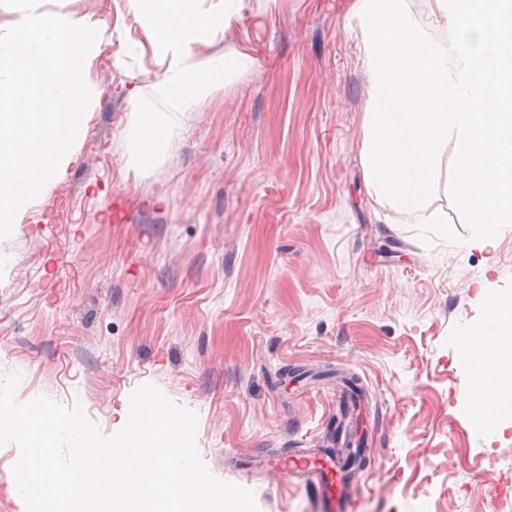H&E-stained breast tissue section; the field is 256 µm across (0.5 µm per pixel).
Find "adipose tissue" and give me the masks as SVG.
I'll use <instances>...</instances> for the list:
<instances>
[{"label":"adipose tissue","mask_w":512,"mask_h":512,"mask_svg":"<svg viewBox=\"0 0 512 512\" xmlns=\"http://www.w3.org/2000/svg\"><path fill=\"white\" fill-rule=\"evenodd\" d=\"M196 0H128L134 15L149 23L156 52L166 64L159 94L188 107L217 89L227 77L246 70L249 52L197 60L195 48L217 30L229 27L247 12L250 0H219L215 11L199 12ZM168 118L150 108L135 112L129 131L132 159L143 168L160 156ZM485 325L474 328L462 344L465 361L474 370L479 407L472 415L482 424L500 427L498 414L504 398L512 396V297L484 293Z\"/></svg>","instance_id":"ef3b65f1"}]
</instances>
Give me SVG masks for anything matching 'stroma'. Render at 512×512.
<instances>
[{
	"label": "stroma",
	"instance_id": "stroma-1",
	"mask_svg": "<svg viewBox=\"0 0 512 512\" xmlns=\"http://www.w3.org/2000/svg\"><path fill=\"white\" fill-rule=\"evenodd\" d=\"M354 4L251 0L196 57L245 49L252 65L179 109L156 92L164 65L126 0H43L103 43L84 64L74 162L0 239V376L18 375L17 402L81 405L107 435L115 408L154 385L196 413L213 476L252 491L260 512H316L305 474L264 460L326 447L353 373L367 465L349 512H512V428L473 419L458 357L485 317L480 290L512 295V226L468 244L450 144L430 208L461 244L425 247L376 200ZM142 104L174 116L149 168L129 154Z\"/></svg>",
	"mask_w": 512,
	"mask_h": 512
}]
</instances>
